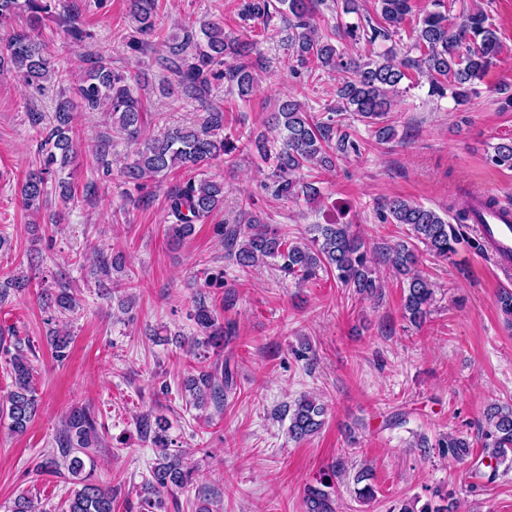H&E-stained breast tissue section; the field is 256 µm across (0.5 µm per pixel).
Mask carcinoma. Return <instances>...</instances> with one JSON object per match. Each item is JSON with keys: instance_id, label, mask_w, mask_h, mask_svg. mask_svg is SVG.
Returning <instances> with one entry per match:
<instances>
[{"instance_id": "carcinoma-1", "label": "carcinoma", "mask_w": 512, "mask_h": 512, "mask_svg": "<svg viewBox=\"0 0 512 512\" xmlns=\"http://www.w3.org/2000/svg\"><path fill=\"white\" fill-rule=\"evenodd\" d=\"M128 15L136 23V36L128 48L140 54L156 53L155 62L166 70L170 82L158 87L159 93H177L181 98L201 104V113L191 126H169L149 139L142 138L145 109L136 94L129 74L112 68V62L98 53L88 54L89 66L83 76L71 86L70 98L60 102L53 120L44 125L45 115L35 109L27 112L31 126L43 129L39 144V168L27 173L20 188L21 201L32 214H38L50 191L58 192L64 203L74 199L71 183L56 179V172L75 162L77 140L74 137L72 112H102L112 124V133L135 146L134 159L123 174L132 182L156 179L174 169H182L188 178L166 188L165 233L172 241L191 235L194 225L207 223L224 207V182L214 177H197V173L214 161L231 156L242 148L270 165L275 196L302 197L316 201L321 194L314 180L301 177L305 169L331 172L336 160L358 156L366 142L341 130L336 122L339 112H354L374 128L379 142L394 137V126L387 122L393 97L403 80L424 79L432 96L452 97L459 107L467 106L477 94L475 81L482 79L500 53L496 31L487 15L476 10L463 16L458 25L448 23L446 0H432L434 9L421 13L411 30L410 50L418 56L403 54L389 47L375 56L346 57L337 52L332 39L346 38L353 44L362 41L373 45L389 41L412 16L414 0H378L377 19L366 23L347 22L334 31L321 33L314 21L319 0H245L240 16L269 28L273 20L282 34L285 57L291 71L327 70L338 74L336 105L326 108L319 116L307 112L291 98L281 102L271 113L266 130L252 134L243 146H237L225 134L224 109L207 103L215 81L224 80L243 98L258 89L255 41L244 40L224 32L221 20L198 21L192 17L178 25V31L159 43L153 37L158 26V0H126ZM76 0H0V28L11 26L14 17L27 14V27L9 32L0 41V72L14 73L27 89L42 90L45 83L63 80L65 74L55 67L38 31L55 18L65 25V33L76 45L90 37L79 22ZM491 161L497 166L512 168V139L494 147ZM55 183L49 189V183ZM387 218L392 224L408 227V239L385 244L377 253L369 252L351 230L349 224H312L308 237L288 238V233L266 223L263 217L242 210L238 224H226L217 229L224 237L228 258L243 270L276 263L284 277L306 282L323 272L332 274L340 284L355 289L361 296L372 298L383 285L374 276V265L382 262L393 272L404 288L403 310L414 323H421L430 313L434 301V285L417 270L418 245L439 258L455 252L462 233L459 225L473 221L476 208L471 193L462 196L452 225L437 211L402 197L386 203ZM122 268V256H107L97 252V275L110 277L111 271ZM32 278L16 275L0 281V303L31 288ZM40 298L48 308L65 315L76 309L78 301L66 283L58 288L41 290ZM196 335L187 340V350L195 355L218 354L224 349V339L230 337L224 321L213 306L206 303L204 293L195 299ZM6 363L11 367L13 389L0 401V419L8 418L12 433H23L37 414L39 403L33 387L34 366L24 349L6 351ZM233 375L228 365H208L189 377L185 387L192 404L203 409L208 401L215 402L231 389ZM288 436L295 442L317 434L324 425L326 407L316 399L303 396L288 408ZM140 433L157 450V458L147 479L151 496L145 498V512L164 509L162 494L186 488L193 482L194 467L182 453L169 452V421L159 415L143 417ZM484 458L492 472L499 465L512 464V406L490 405L485 413ZM58 453L44 458L39 468L55 473L67 471L76 489L66 499L65 512H112V491L93 482L92 472H84V458L99 447L97 420L90 408L74 406L56 437ZM442 454L464 460L470 456V442L457 435H446L437 441ZM331 473L305 486V512H336ZM371 470L362 468L354 476L359 485L356 495L365 502L376 496Z\"/></svg>"}]
</instances>
